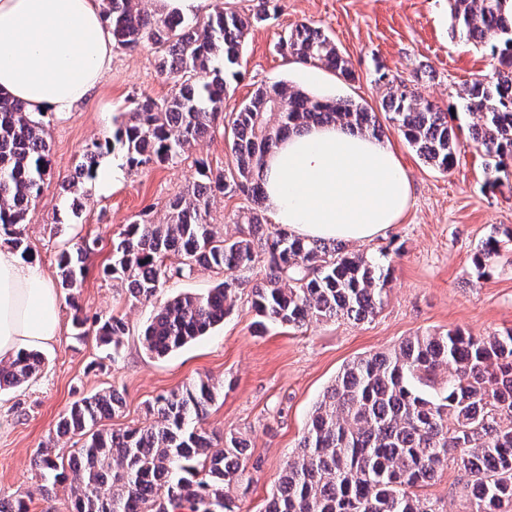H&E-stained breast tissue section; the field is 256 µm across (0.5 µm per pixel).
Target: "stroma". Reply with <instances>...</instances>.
I'll return each instance as SVG.
<instances>
[{"mask_svg":"<svg viewBox=\"0 0 512 512\" xmlns=\"http://www.w3.org/2000/svg\"><path fill=\"white\" fill-rule=\"evenodd\" d=\"M302 23L332 37L354 81L283 54L281 40ZM493 63L488 48L452 36L448 0H271L267 19L245 39L224 109L238 110L259 86L281 82L376 113L380 135L396 149L413 188L400 222L360 246L374 256L388 251L393 259L384 304L361 322L313 321L259 332L250 299L242 295L207 336L156 358L140 342L151 305L131 304L120 284L103 273L112 260V241L135 215L146 212L154 222H164L169 199L197 180L196 160L224 167L229 140L219 130L194 144L183 160L138 170L127 167L123 149L115 148L102 164L120 169L121 179L106 194L89 182L82 211L72 214L59 184L74 174L86 146L114 140L129 98L146 94L161 100L172 91L150 46L114 50L112 68L89 100L49 117V185L23 233L51 279L65 242L98 238L99 247L87 261L80 312L90 319L124 316L129 333L116 360L103 358L93 337L73 338L74 313L62 305L59 339L41 350L43 372L24 387L0 390V493L24 500L28 512H42L43 481L33 459L52 439L61 453L75 448V439L55 436L59 416L75 400L116 389L123 408L112 427L142 426L151 420L147 407L157 395L208 376L223 382L224 390L209 409L207 429L242 433L251 444L249 488L230 494L238 498L241 512H264L314 404L349 362L391 350L417 334L459 330L489 336L512 329V257L500 258L482 278L472 265L482 241L512 230V178L486 186V158L468 144L473 117L460 99L465 83L488 74ZM389 79L415 85L449 111L448 123L461 144L450 171L421 159L389 120L382 107ZM470 481L452 461L426 492L445 512H471Z\"/></svg>","mask_w":512,"mask_h":512,"instance_id":"35a3bbf8","label":"stroma"}]
</instances>
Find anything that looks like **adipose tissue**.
Returning a JSON list of instances; mask_svg holds the SVG:
<instances>
[{"label":"adipose tissue","instance_id":"adipose-tissue-1","mask_svg":"<svg viewBox=\"0 0 512 512\" xmlns=\"http://www.w3.org/2000/svg\"><path fill=\"white\" fill-rule=\"evenodd\" d=\"M102 0H0V94L70 112L112 66ZM275 223L307 240L369 242L406 212L411 183L388 140L340 124L291 134L262 168ZM60 297L40 265L0 248V359L55 342Z\"/></svg>","mask_w":512,"mask_h":512}]
</instances>
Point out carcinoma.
Masks as SVG:
<instances>
[{"mask_svg": "<svg viewBox=\"0 0 512 512\" xmlns=\"http://www.w3.org/2000/svg\"><path fill=\"white\" fill-rule=\"evenodd\" d=\"M451 33L490 49L499 68L490 79L463 89V105L476 115L470 141L491 160L493 186L512 176V0H448ZM267 2L249 13L220 6L188 22L156 16L136 0H103V17L114 47L155 48L158 68L170 78V97L130 101L116 142L131 169L175 162L192 144L230 130L231 160L216 171L199 162L200 179L167 205L166 221L145 214L113 242L104 274L124 284L129 301L154 305L144 325L143 347L156 357L206 335L228 316L239 290L250 289L259 324L301 327L310 320L374 316L382 308L391 260L368 257L338 241L306 240L264 215V156L294 130L337 122L380 131L375 113L347 100L328 101L284 83L261 86L236 112H224L225 74L239 66L249 30L265 21ZM281 48L297 63L321 66L352 79L348 61L324 31L307 24L292 30ZM389 120L426 162L446 172L459 147L448 113L405 82H389ZM45 114L0 96V235L27 254L22 225L42 195L50 145ZM112 143L88 147L65 189L80 192L97 176ZM242 195L250 207L238 215L239 235L224 237L209 222L218 196ZM503 240L490 236L474 254L485 275L500 256ZM97 239L64 247L57 276L72 307L85 279V261ZM197 270L230 273L205 295L183 293L159 301L164 285ZM237 276H232V273ZM74 315L77 338L95 336L97 346L119 353L129 328L123 318ZM43 359L22 351L0 361V389L21 387L42 372ZM221 385L200 378L150 404L153 421L112 429L104 421L122 408L116 390L75 401L57 432L78 438L67 456L52 445L34 464L51 491L60 487L67 512H168L183 500L192 512H240L232 486L249 481L247 440L208 432L204 422ZM452 449L473 477L474 512H500L512 503V330L493 336L461 331L413 336L388 353L358 358L344 367L315 404L301 441L289 457L265 512H445L423 492L448 464Z\"/></svg>", "mask_w": 512, "mask_h": 512, "instance_id": "cac0c4a2", "label": "carcinoma"}]
</instances>
